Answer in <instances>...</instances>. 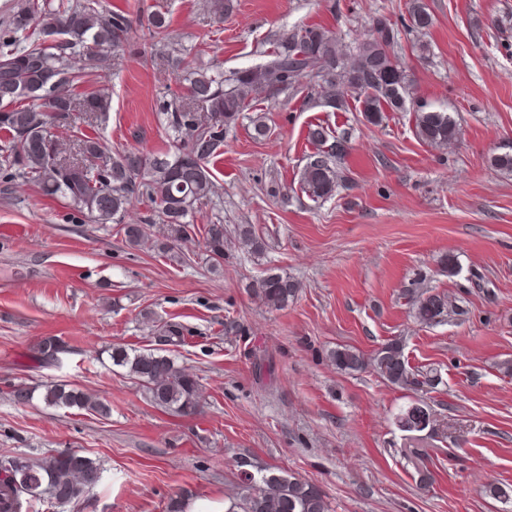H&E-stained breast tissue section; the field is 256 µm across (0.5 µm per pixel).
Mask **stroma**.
Listing matches in <instances>:
<instances>
[{
  "instance_id": "1",
  "label": "stroma",
  "mask_w": 512,
  "mask_h": 512,
  "mask_svg": "<svg viewBox=\"0 0 512 512\" xmlns=\"http://www.w3.org/2000/svg\"><path fill=\"white\" fill-rule=\"evenodd\" d=\"M208 2L101 0L161 14L197 66L227 70L264 63L308 26L335 32L349 58L373 18L408 19L407 0H229L219 22ZM425 2L429 53L411 35L396 55L416 102L453 114V145L422 142L409 111L373 126L352 99L337 110L303 87L256 94L226 136L214 193L177 261L156 240L125 241L123 224L144 223L150 203L102 225L31 185L0 192V457L75 450L104 467L97 487L50 512H168L183 497L186 512H224L242 492L241 457L313 481L334 512H512L484 490L491 478L512 485V176L489 163L512 146V0ZM83 88L112 102L78 132L146 153L168 145L160 105L183 84L166 58L143 54L139 28L124 59L97 64ZM262 113L270 132L257 139L250 119ZM317 123L347 138L345 186L318 203L300 190ZM215 221L229 233L218 267L203 244ZM240 224L264 240L262 253L241 247ZM270 268L300 285L287 307L248 291ZM474 270L483 285L470 282ZM417 285L463 315L421 325L406 297ZM166 321L185 331L168 354L200 383L193 417L156 408L105 352L162 347L154 325ZM48 336L68 351L43 366L35 352ZM393 339L410 366L439 376L424 396L434 421L413 436L395 424L412 392L329 359L340 345L369 354ZM14 383L37 398L13 403ZM56 383L99 398L109 415L46 406L39 393Z\"/></svg>"
}]
</instances>
